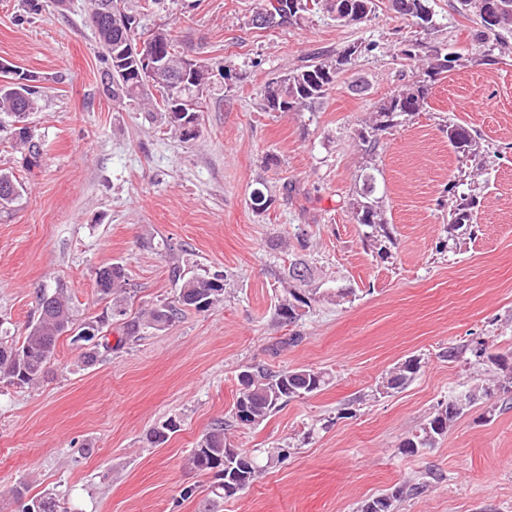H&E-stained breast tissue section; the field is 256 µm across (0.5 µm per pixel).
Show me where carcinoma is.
Returning a JSON list of instances; mask_svg holds the SVG:
<instances>
[{
	"instance_id": "1",
	"label": "carcinoma",
	"mask_w": 512,
	"mask_h": 512,
	"mask_svg": "<svg viewBox=\"0 0 512 512\" xmlns=\"http://www.w3.org/2000/svg\"><path fill=\"white\" fill-rule=\"evenodd\" d=\"M405 7L398 11L400 17L408 25L423 31L436 28L434 16L430 11L431 0H401ZM489 0H456L455 10L459 15L472 18L477 25L478 37L482 40L491 39L505 44L512 39V20L501 26L489 25L483 14ZM99 43L103 50L107 65L105 76L112 88V96L118 95L129 100L149 97L148 77L135 70L126 73L113 64L112 50L117 39L137 38L141 35L138 27L122 33L106 26L97 30ZM156 48L161 59L170 65H177L181 53L177 50L175 39L166 29L157 30ZM357 45L343 50L330 61L313 62L275 78L265 86L262 98L264 109L268 112H292L300 107L323 98L336 78L351 63ZM469 49L461 48L452 53L432 50L430 61L424 71V77L413 85L401 89L384 100L376 110L375 120L371 123V132L360 135L363 144L374 150L379 144V135L396 126L403 116L413 115L421 111L427 103L432 85L445 73L452 71ZM5 81L0 83V112L16 117L26 116L38 109L39 86L35 85L38 77L31 72H23L14 76L5 71L0 73ZM23 81L16 85L11 78ZM161 95V111L167 123L178 131L186 142L195 139L198 133L193 131L198 117L195 106L199 105L201 96L195 87L183 92L182 106L186 108L184 115L170 111L171 96L168 85L159 83ZM448 143L453 148L459 161L475 158L480 153V137L477 131L467 124H448ZM362 188L359 200L353 203L352 219L357 224L366 225L374 230L370 240L378 242V238H390L387 225L378 206L377 177L374 170L363 171L360 175ZM11 182L17 192L12 195L0 193V207L14 203L24 192L23 184L9 171L0 170V183ZM463 181H453L448 185V193L452 194L453 203L448 211V226L452 230L470 229L469 235L475 234V223L480 200L472 190L461 189ZM171 277L180 282L179 292L172 301L164 303L150 312L145 321L132 319L124 322L125 334L130 336L140 332L143 327H160L170 322L182 307H191L199 312L207 310L216 296L224 291L223 279L187 275L180 267L170 270ZM97 288L101 295L112 298L115 302L125 299L126 271L124 265L113 263L100 269L97 273ZM293 301L282 303L278 307V316L284 324H293L301 318L300 308L310 307L312 297L301 293H291ZM104 320L98 319L97 337L82 335L83 325H75L72 308L68 298L59 290L52 295H41L39 298L38 316L28 327L26 336L18 340L0 337V378L12 385L30 386L40 381L48 365L55 355L59 337L71 333V342L93 343L90 351L83 354L85 362L93 364L103 351L109 352L112 346L107 336L103 335ZM475 356L487 357L491 364L489 372L492 379L487 385H477L467 393L473 401L485 399L489 401L487 415L496 411L491 403L497 393L512 394V363L503 355H486V348L476 349ZM420 360L410 357L395 368L383 382L385 389H398L407 385L419 372ZM241 385L239 394L232 410V423L239 427H250L264 421L273 412L279 410L288 401L305 395L317 393L327 384L326 374L312 368L281 369L273 371L264 367H248L238 375ZM465 408L447 405L429 417L420 431L405 439L400 448L407 454H414L420 448L431 447L444 434L451 424L462 415ZM189 465L196 471L209 475L212 482L208 489L213 497L230 498L250 488L257 474L261 471L256 456L239 448H232L224 437V423L215 424L202 435L189 456ZM426 483L418 482L409 486H401L389 494H382L365 501L358 512H395L396 503L410 496L419 495ZM23 512H56V503L50 497H33L23 508Z\"/></svg>"
}]
</instances>
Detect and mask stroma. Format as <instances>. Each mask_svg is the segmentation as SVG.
<instances>
[{
	"label": "stroma",
	"mask_w": 512,
	"mask_h": 512,
	"mask_svg": "<svg viewBox=\"0 0 512 512\" xmlns=\"http://www.w3.org/2000/svg\"><path fill=\"white\" fill-rule=\"evenodd\" d=\"M40 2L32 12L26 0H0V63L40 78L26 126L41 146L30 162L14 122L0 118V169L25 188L0 208V328L25 335L39 291L60 289L78 320L107 318L121 346L88 365L65 335L40 382H0V512H20L34 496L53 497L58 512H206L207 479L188 457L219 420L234 447L290 454L215 512H358L421 480L424 491L397 512H512V399L490 418L477 402L433 447L400 449L450 397L485 382L477 341L512 355V48L456 66L370 155L360 130L426 67L402 59L403 45L472 42L474 25L454 0H433L437 27L419 34L390 0L353 26L321 11L270 29L251 22L260 0H162L142 15L144 30H170L210 74L199 135L185 143L160 112L107 90L91 0ZM354 42L375 49L355 56L319 102L263 110L270 79ZM451 121L481 132L476 160L458 161ZM367 166L381 173L392 237L383 253L352 219ZM456 178L481 200L480 233L457 232L451 245ZM260 186L273 199L261 214L249 201ZM296 259L314 299L292 328L276 309L299 286L288 276ZM116 262L127 273L122 317L96 285L98 269ZM176 264L223 275L222 294L206 311L123 337L124 317L175 297ZM294 330L301 339L287 344ZM410 356L420 360L415 378L383 391ZM248 365L323 370L329 382L234 428L237 375ZM171 422L176 432L151 444L150 431Z\"/></svg>",
	"instance_id": "stroma-1"
}]
</instances>
